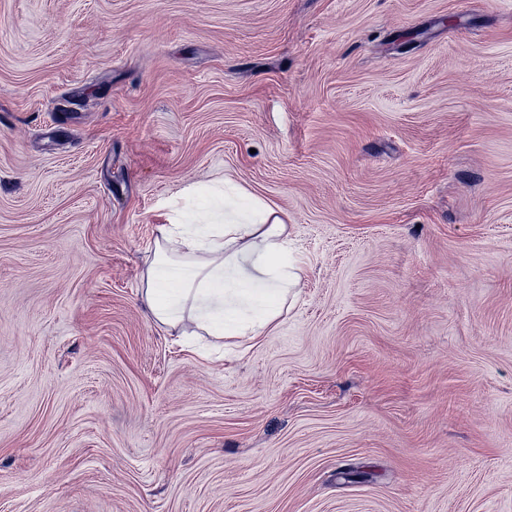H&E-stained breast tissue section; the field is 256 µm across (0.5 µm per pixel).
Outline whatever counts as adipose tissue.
<instances>
[{
  "label": "adipose tissue",
  "mask_w": 512,
  "mask_h": 512,
  "mask_svg": "<svg viewBox=\"0 0 512 512\" xmlns=\"http://www.w3.org/2000/svg\"><path fill=\"white\" fill-rule=\"evenodd\" d=\"M203 206L223 207V220L163 225L142 300L156 324L182 335L255 341L277 326L303 280L288 215L230 185Z\"/></svg>",
  "instance_id": "obj_1"
}]
</instances>
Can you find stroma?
Returning <instances> with one entry per match:
<instances>
[{
	"instance_id": "35a3bbf8",
	"label": "stroma",
	"mask_w": 512,
	"mask_h": 512,
	"mask_svg": "<svg viewBox=\"0 0 512 512\" xmlns=\"http://www.w3.org/2000/svg\"><path fill=\"white\" fill-rule=\"evenodd\" d=\"M227 179L245 352L141 298ZM0 512H512V0H0ZM216 224H165L142 276L141 296L153 321L181 336L252 342L289 310L304 271L293 256L288 215L224 180ZM249 260L254 273H242ZM186 271V274L183 272ZM162 280L175 288H158Z\"/></svg>"
}]
</instances>
